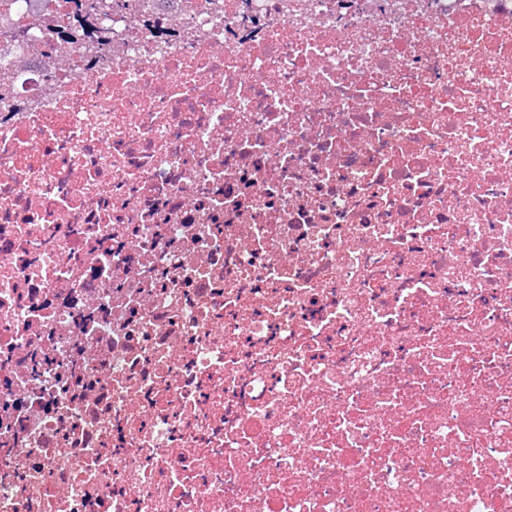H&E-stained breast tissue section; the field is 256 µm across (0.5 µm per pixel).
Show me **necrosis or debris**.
Listing matches in <instances>:
<instances>
[{"label": "necrosis or debris", "instance_id": "obj_1", "mask_svg": "<svg viewBox=\"0 0 512 512\" xmlns=\"http://www.w3.org/2000/svg\"><path fill=\"white\" fill-rule=\"evenodd\" d=\"M0 0V512H512V0Z\"/></svg>", "mask_w": 512, "mask_h": 512}]
</instances>
